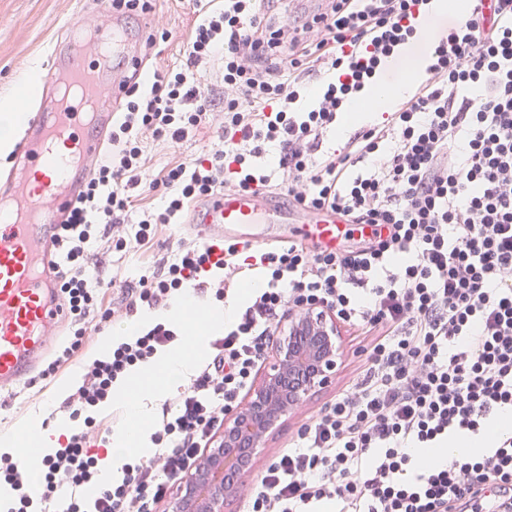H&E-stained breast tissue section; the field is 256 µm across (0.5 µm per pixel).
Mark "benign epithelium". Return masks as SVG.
<instances>
[{
	"label": "benign epithelium",
	"instance_id": "benign-epithelium-1",
	"mask_svg": "<svg viewBox=\"0 0 512 512\" xmlns=\"http://www.w3.org/2000/svg\"><path fill=\"white\" fill-rule=\"evenodd\" d=\"M342 345L341 322L329 310L314 306L290 313L270 371L224 417V425L177 483L168 512H224V502L240 495L267 440L329 382L342 361Z\"/></svg>",
	"mask_w": 512,
	"mask_h": 512
}]
</instances>
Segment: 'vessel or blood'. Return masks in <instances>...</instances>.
Masks as SVG:
<instances>
[{"label": "vessel or blood", "mask_w": 512, "mask_h": 512, "mask_svg": "<svg viewBox=\"0 0 512 512\" xmlns=\"http://www.w3.org/2000/svg\"><path fill=\"white\" fill-rule=\"evenodd\" d=\"M71 30L72 38L53 51L46 84L64 81L74 93L59 97L51 114H36L17 148V164L33 173L38 186L18 184L9 204L0 207V393L35 376L46 357L45 329L67 316L56 287L52 238L81 190L78 171L99 153L112 121L108 112L88 114L86 104H117L122 92L118 83L106 82L105 74L112 67L124 70L137 58L132 47L140 39L121 18L96 30L91 59L79 37L80 22H72ZM277 221L276 214L260 212L255 194L236 190L207 198L193 208L190 219L197 228L221 227L222 239L242 243L255 240L253 225ZM308 222L310 237L335 250L343 216L323 209L309 212Z\"/></svg>", "instance_id": "b4317fda"}]
</instances>
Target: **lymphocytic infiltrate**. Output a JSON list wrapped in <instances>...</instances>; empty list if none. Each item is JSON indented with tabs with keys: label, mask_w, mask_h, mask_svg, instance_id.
I'll return each instance as SVG.
<instances>
[{
	"label": "lymphocytic infiltrate",
	"mask_w": 512,
	"mask_h": 512,
	"mask_svg": "<svg viewBox=\"0 0 512 512\" xmlns=\"http://www.w3.org/2000/svg\"><path fill=\"white\" fill-rule=\"evenodd\" d=\"M273 2L220 0L194 24L182 64L128 77L110 148L57 227L72 327L41 376L54 377L82 348L88 320H111L104 298L112 281L89 274L88 252L100 226L125 223L143 186L164 188L165 205L141 212L118 248L145 245L155 225L181 223L191 202L269 188L250 159L275 142L293 203L373 225L371 244L344 253L295 241L261 249L268 286L165 405L152 435L157 457L124 464L122 478L85 502L80 490L95 484L99 460L93 410L177 333L160 322L87 362L66 400L75 425L59 448L35 470L25 456L0 457V484L16 493L7 512H36L43 502L63 512H156L251 388L281 320L316 305L368 337L367 357L353 384L242 489L248 512H316L326 503L339 512H478L485 504L512 512V431L486 436L494 417L512 413V0H469L434 44L413 98L326 158L316 154L324 131L414 36L429 0H331L324 12L269 23ZM214 67L224 82L222 148L144 181L142 131L178 143L208 123L197 76ZM324 70L336 81L297 111ZM214 253L205 244L182 248L140 278L127 312L167 304L185 283L234 266L240 250L234 243L223 258ZM462 435L479 448L421 462V450Z\"/></svg>",
	"instance_id": "f902f5d3"
}]
</instances>
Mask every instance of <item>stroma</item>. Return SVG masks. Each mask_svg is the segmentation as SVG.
I'll use <instances>...</instances> for the list:
<instances>
[{
	"label": "stroma",
	"instance_id": "obj_1",
	"mask_svg": "<svg viewBox=\"0 0 512 512\" xmlns=\"http://www.w3.org/2000/svg\"><path fill=\"white\" fill-rule=\"evenodd\" d=\"M200 8L199 0H153L151 13L126 18L125 23L131 29L146 30L156 25L171 34L168 42L160 44L144 59V72L172 67L183 61ZM112 13L109 0H0V103L15 100L21 91L20 79L32 63H39L41 71H49L52 52L66 40L71 21L78 19L92 28L111 23ZM454 22L451 15H425L429 37L413 41L408 52L396 56V76L408 78L411 86H418L421 82L416 74L418 58L428 56L430 38L443 35ZM142 140L147 172L152 175L164 167L189 162L221 148L224 130L217 116L178 144L156 140L148 132L143 134ZM198 239L197 231L187 224H160L155 228L152 241L143 247L121 251L103 240L93 244V263L114 277V284L106 295L116 311L112 328H121L126 321L123 311L130 300L128 288L134 287L141 276L157 270L182 245ZM100 336V330L88 328L82 351L65 364L54 379L26 381L0 395V431L29 415L45 420L48 428H55L57 417L64 413L63 401L75 391L76 380L82 377L85 364L97 355ZM343 339V359L335 379L328 387L314 393L268 440L258 458L257 471H264L282 450L291 446L302 424L318 415L339 391L351 384L365 355L352 327H345Z\"/></svg>",
	"mask_w": 512,
	"mask_h": 512
}]
</instances>
